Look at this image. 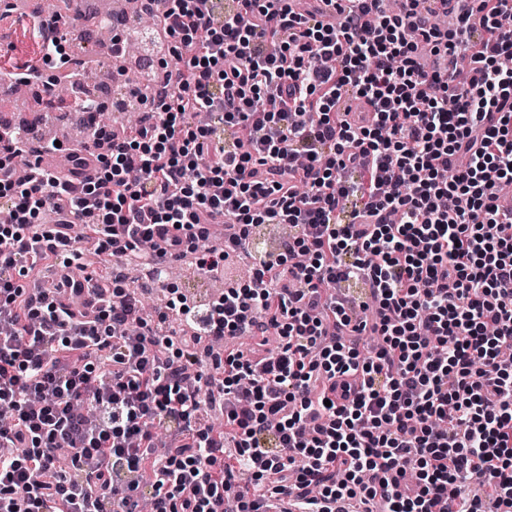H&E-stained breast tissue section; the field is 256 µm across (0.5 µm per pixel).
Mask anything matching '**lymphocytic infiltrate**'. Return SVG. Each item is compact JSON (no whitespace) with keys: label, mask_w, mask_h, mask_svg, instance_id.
<instances>
[{"label":"lymphocytic infiltrate","mask_w":512,"mask_h":512,"mask_svg":"<svg viewBox=\"0 0 512 512\" xmlns=\"http://www.w3.org/2000/svg\"><path fill=\"white\" fill-rule=\"evenodd\" d=\"M433 2L348 0L326 24L321 0H166L179 63L134 134L92 138L93 177L17 178L25 136H0V445L21 448L0 455V512H265L280 492L512 512V0H462L450 30ZM478 37L464 86L424 62ZM348 94L371 120L342 116ZM78 224L141 268L174 225L167 247L207 273L256 227L289 232L243 283L201 305L169 289L155 319L113 269L90 317ZM171 315L188 335L163 334ZM229 336L253 345L198 355Z\"/></svg>","instance_id":"1"}]
</instances>
